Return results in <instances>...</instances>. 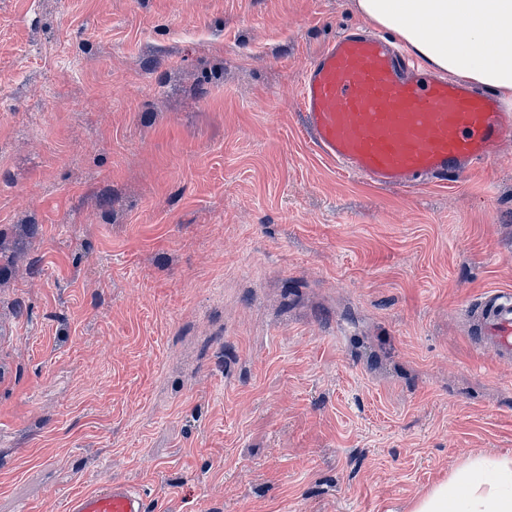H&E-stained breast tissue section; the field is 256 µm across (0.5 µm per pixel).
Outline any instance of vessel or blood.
Listing matches in <instances>:
<instances>
[{"label":"vessel or blood","instance_id":"obj_1","mask_svg":"<svg viewBox=\"0 0 512 512\" xmlns=\"http://www.w3.org/2000/svg\"><path fill=\"white\" fill-rule=\"evenodd\" d=\"M300 105L315 150L384 189L446 183L512 144V112L489 93L410 70L386 42L351 30L307 66ZM469 315L477 336L512 360V292L494 291ZM67 512H146L120 483L74 494Z\"/></svg>","mask_w":512,"mask_h":512}]
</instances>
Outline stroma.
<instances>
[{"instance_id": "35a3bbf8", "label": "stroma", "mask_w": 512, "mask_h": 512, "mask_svg": "<svg viewBox=\"0 0 512 512\" xmlns=\"http://www.w3.org/2000/svg\"><path fill=\"white\" fill-rule=\"evenodd\" d=\"M355 0H0V512H410L512 455V149L411 191L298 120ZM469 315L485 345L500 359L512 360V292H490ZM68 512H145V500L136 489L120 483L103 484L94 491L74 494Z\"/></svg>"}]
</instances>
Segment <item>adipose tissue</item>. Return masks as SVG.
I'll use <instances>...</instances> for the list:
<instances>
[{"label":"adipose tissue","mask_w":512,"mask_h":512,"mask_svg":"<svg viewBox=\"0 0 512 512\" xmlns=\"http://www.w3.org/2000/svg\"><path fill=\"white\" fill-rule=\"evenodd\" d=\"M423 67L512 98V0H357ZM412 512H512V456H476L420 497Z\"/></svg>","instance_id":"adipose-tissue-1"}]
</instances>
